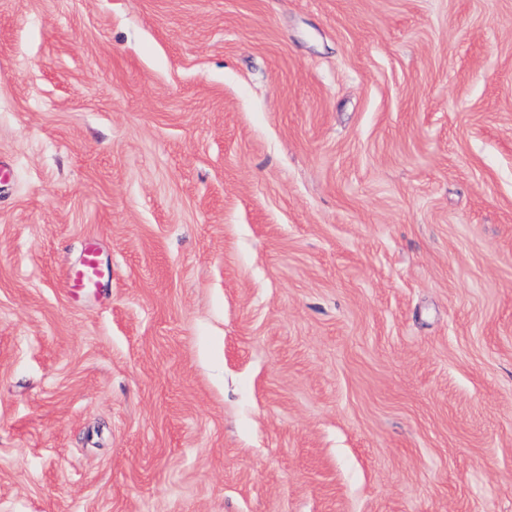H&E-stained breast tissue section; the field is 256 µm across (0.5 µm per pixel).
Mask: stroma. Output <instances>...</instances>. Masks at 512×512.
<instances>
[{"instance_id":"35a3bbf8","label":"stroma","mask_w":512,"mask_h":512,"mask_svg":"<svg viewBox=\"0 0 512 512\" xmlns=\"http://www.w3.org/2000/svg\"><path fill=\"white\" fill-rule=\"evenodd\" d=\"M0 163V512H512V0H0ZM101 271L98 262V248L94 243L87 245L82 264L76 270H71L66 278L65 287L70 291L82 293L100 284Z\"/></svg>"}]
</instances>
